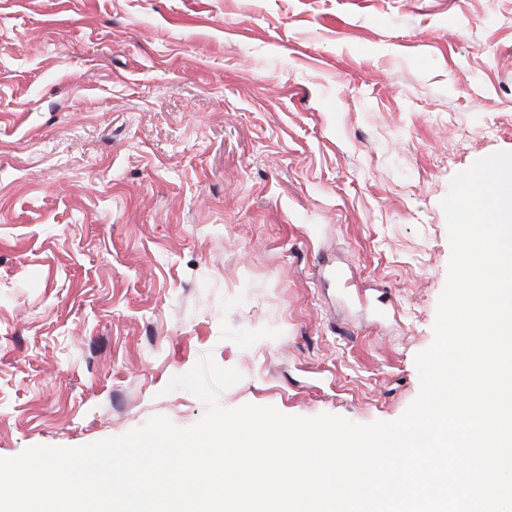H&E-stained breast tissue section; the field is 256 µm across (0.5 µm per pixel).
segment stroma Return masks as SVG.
Here are the masks:
<instances>
[{
  "mask_svg": "<svg viewBox=\"0 0 512 512\" xmlns=\"http://www.w3.org/2000/svg\"><path fill=\"white\" fill-rule=\"evenodd\" d=\"M512 151V0H0V458L420 392L440 201Z\"/></svg>",
  "mask_w": 512,
  "mask_h": 512,
  "instance_id": "1",
  "label": "stroma"
}]
</instances>
